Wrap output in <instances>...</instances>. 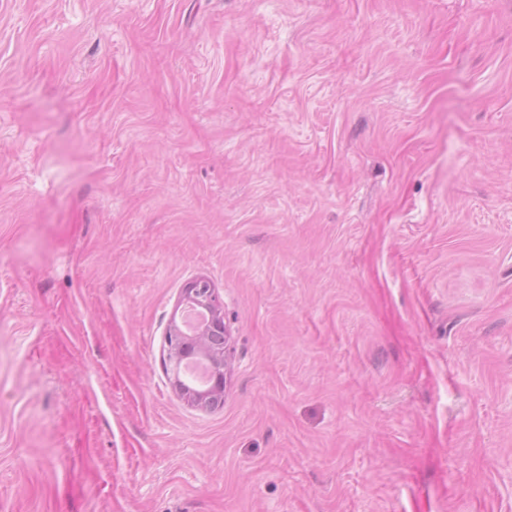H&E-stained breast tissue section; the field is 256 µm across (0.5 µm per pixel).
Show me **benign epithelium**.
<instances>
[{"mask_svg":"<svg viewBox=\"0 0 512 512\" xmlns=\"http://www.w3.org/2000/svg\"><path fill=\"white\" fill-rule=\"evenodd\" d=\"M180 304L204 312L207 320L198 326L192 335H187L171 320L166 334L167 357L175 368L182 364V350L199 351L211 367L210 386L201 393L186 391L179 377H174L173 387L186 399L187 403L201 407L209 401L221 400L226 385V369L230 356V334L224 321V310L215 288L204 278H197L185 284Z\"/></svg>","mask_w":512,"mask_h":512,"instance_id":"7a95c632","label":"benign epithelium"}]
</instances>
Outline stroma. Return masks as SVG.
Listing matches in <instances>:
<instances>
[{
    "mask_svg": "<svg viewBox=\"0 0 512 512\" xmlns=\"http://www.w3.org/2000/svg\"><path fill=\"white\" fill-rule=\"evenodd\" d=\"M0 512H512V0H0ZM181 305L199 309L207 315V320L189 336L177 324L176 313L174 314L166 334L167 357L176 370L172 385L185 397L187 403L193 406L202 407L209 401H222L230 356V334L224 321L223 305L215 288L204 278H197L185 284L178 309ZM183 346L186 351L198 350L208 359L211 377L210 386L206 391L194 393L183 388L178 373L182 364Z\"/></svg>",
    "mask_w": 512,
    "mask_h": 512,
    "instance_id": "stroma-1",
    "label": "stroma"
}]
</instances>
